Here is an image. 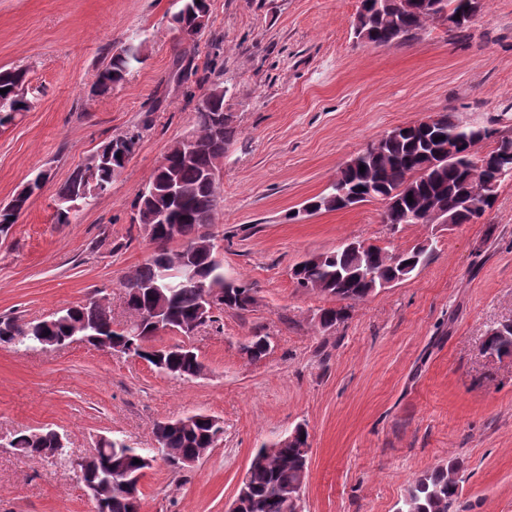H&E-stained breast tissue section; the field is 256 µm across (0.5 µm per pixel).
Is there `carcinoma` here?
I'll return each mask as SVG.
<instances>
[{"mask_svg":"<svg viewBox=\"0 0 512 512\" xmlns=\"http://www.w3.org/2000/svg\"><path fill=\"white\" fill-rule=\"evenodd\" d=\"M471 0H390L388 7L376 9L378 0H361L360 10L375 19L365 27L366 43L375 46H387L396 43L394 27L404 33V42L422 31L428 24L441 22L448 31L460 33L464 27L458 24L456 14H465ZM209 8L208 0H183L173 16L176 29L185 41H192L199 34L194 26L197 9ZM142 63L141 49L138 45L121 46L110 51L108 61L99 70L95 82L96 92L107 95L116 86L123 83L135 65ZM27 81V70L23 68L0 70V89H7L5 96L12 97L14 88ZM211 95L201 101L196 108V129L188 138L196 141L197 149L189 161L172 152L167 164L154 170L149 185L154 187L152 195H139L135 204V221L143 229H151V240L157 243L152 256L135 269L122 282L128 319L125 327L113 329L111 310L104 306L99 314V326L116 340L133 351V355L148 361L157 370L191 379L202 369L198 354L192 348L175 345L164 357L155 360L145 351V345L151 340L148 328L136 333V323L141 311L156 305L159 298L153 293V283L157 267L161 264H173L181 251L171 249L167 243V225L176 226L178 242L184 247L201 239L214 226V216L221 202L219 186L207 181L210 169L224 158V148L237 136L232 120L224 119V130L219 137L212 136L215 116L224 112V87L213 84ZM31 100H15L9 110L0 114V127L11 124L18 115L28 111ZM497 137L503 143L512 144V134L495 130L469 127L461 124L454 113L441 112L433 123V130L426 134H412L400 137H384L379 149L372 153L364 163L365 172L359 167L345 166L336 177L330 191L308 200L314 211L341 210L353 203L351 199L336 197L337 188L348 195L358 197L369 192L379 196L397 193L398 204L384 217V223L393 226L405 223L404 216L419 212L435 199L448 204L458 218L465 224L471 219V212L459 194V186L466 177L485 186L492 199H497L498 190L503 182L493 166L496 151L486 155L485 166H472L467 149L473 143L488 135ZM439 141H434V138ZM453 158H448V153ZM441 155L438 164L430 165L435 155ZM124 169L125 165L117 160L96 167L93 177L87 176L88 166H79L69 176L58 192L55 219L58 224H70L76 212L67 208L72 201L87 202L110 190L117 174L112 168ZM172 178L180 188L179 198L171 200L167 194V178ZM412 200H407V197ZM393 252L375 248L370 252H356L336 249L320 256H309L299 262L300 268L293 272L297 285L301 288L317 289L340 300H361L373 293L371 283L362 276V271L370 268L378 277L385 278L391 272ZM198 274L206 284L225 283L224 263L216 252L200 254L195 259ZM202 302V289L195 285L183 286L172 295H167V324L187 336L191 335L197 321V312ZM251 289L239 284L229 289L228 298L218 311L231 309L246 311L252 305ZM81 314L80 305H75L60 313L39 321V326L30 328L15 318L1 316L0 326L7 324L14 328L7 342L27 349L56 346L71 335V321ZM324 326L331 322L338 324L348 317L345 307H330L321 310ZM251 362L265 358L270 351L268 337L256 335L242 348ZM192 424L188 427H170L168 421H160L154 432L161 434L158 448H136L122 439L106 438L98 444L100 455L99 471L85 478L87 482H101L112 477V485L102 491L101 502L97 503V512H133L134 502L140 500L141 490L137 486L142 471L152 468L157 458L170 455L173 449L181 457L196 455L197 449L210 445L216 434L213 417L197 413L192 415ZM55 431L40 429L38 433H19L9 441V447L26 458H42L48 451H56ZM140 463H133V459ZM309 463L304 461L301 444L287 443L276 452L267 451V446L258 448L241 479L240 490L246 492L254 508L251 512H293L288 504L286 492L288 486L301 477L308 476L304 469ZM453 461L448 465L425 473L415 479L407 489L402 501L401 512H448V502L455 501L458 483L450 482L448 474Z\"/></svg>","mask_w":512,"mask_h":512,"instance_id":"1","label":"carcinoma"}]
</instances>
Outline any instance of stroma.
Segmentation results:
<instances>
[{
    "instance_id": "obj_1",
    "label": "stroma",
    "mask_w": 512,
    "mask_h": 512,
    "mask_svg": "<svg viewBox=\"0 0 512 512\" xmlns=\"http://www.w3.org/2000/svg\"><path fill=\"white\" fill-rule=\"evenodd\" d=\"M359 0H210L195 46L177 0H0V69L27 68L32 105L0 128V205L49 177L0 237V316L44 318L91 297L126 318L121 283L153 253L133 205L195 108L222 83L238 135L224 152L215 243L249 311L224 310L189 337L202 373L183 380L88 343L0 345V512H95L71 465L100 437L154 444L157 422L202 412L224 434L192 468L156 461L140 512H226L257 448L304 427L312 448L303 512H398L410 484L456 461L453 512H512V356L487 354L512 321V179L477 222L381 220L371 200L306 216L343 164L390 129L440 112L512 133V0H485L469 27H425L404 46L356 43ZM143 43L144 61L110 95L93 93L110 48ZM185 55L187 79L172 63ZM140 135L112 188L55 221L57 193L110 139ZM347 240L387 250L430 241L407 279L352 303L298 288L292 266ZM270 340L260 362L242 346ZM64 434L62 458L29 459L21 431Z\"/></svg>"
}]
</instances>
